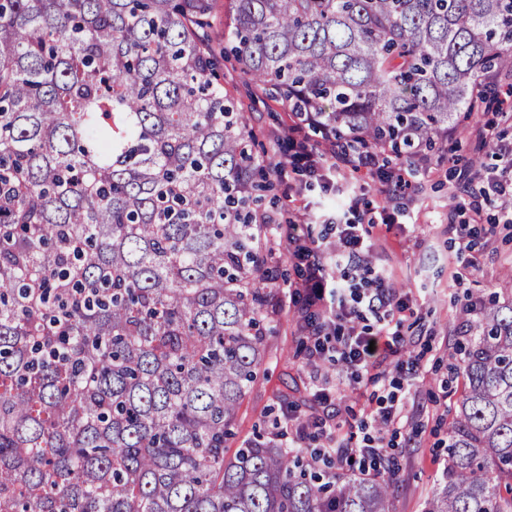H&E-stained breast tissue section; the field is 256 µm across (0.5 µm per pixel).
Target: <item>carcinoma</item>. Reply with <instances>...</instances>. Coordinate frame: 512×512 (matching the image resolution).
Returning a JSON list of instances; mask_svg holds the SVG:
<instances>
[{
    "label": "carcinoma",
    "mask_w": 512,
    "mask_h": 512,
    "mask_svg": "<svg viewBox=\"0 0 512 512\" xmlns=\"http://www.w3.org/2000/svg\"><path fill=\"white\" fill-rule=\"evenodd\" d=\"M0 0V512H392L280 432L228 453L277 317L267 154L218 58L322 141L441 150L512 76V0ZM423 512H512V302Z\"/></svg>",
    "instance_id": "carcinoma-1"
}]
</instances>
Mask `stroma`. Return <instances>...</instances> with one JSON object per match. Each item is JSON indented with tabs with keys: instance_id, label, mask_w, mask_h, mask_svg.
I'll use <instances>...</instances> for the list:
<instances>
[{
	"instance_id": "35a3bbf8",
	"label": "stroma",
	"mask_w": 512,
	"mask_h": 512,
	"mask_svg": "<svg viewBox=\"0 0 512 512\" xmlns=\"http://www.w3.org/2000/svg\"><path fill=\"white\" fill-rule=\"evenodd\" d=\"M224 87L245 106L250 125L259 134L274 161L288 157L283 133L290 117L280 103L266 96L257 82L243 74L233 59L221 62ZM494 128L495 153L485 164L503 167L507 159L499 149L512 144V119L493 112L461 115L448 132L447 153L433 157L431 174L413 178L399 195L382 192L365 172L336 163L334 185L324 186L302 172H288L275 181L261 209L270 216L262 231V256L276 280L273 293L279 316L266 338V357L256 382L238 412L229 449L257 432L262 422L282 419L296 411L306 417L323 406L314 397L326 389L335 406L336 424L362 415L373 407V387L355 388L339 383L329 360L311 362L306 354L310 336L302 331L298 307L289 300L297 272L288 257L282 229L298 225L302 233L319 238L328 227L316 222V210L348 213L362 224L371 243L365 260L382 272L391 291L408 298L410 309L402 327L405 342L399 353L388 356L381 375L392 377L400 361L416 359L420 368L404 401L400 469L396 475L393 512H422V503L446 458L451 411L463 391L462 379L453 375L461 355L459 344L476 335L482 313L470 312L468 300L512 299V223H504L503 203L483 201V221L470 223L468 211H458L450 198L459 188L461 170L471 168L478 145L475 127ZM357 192L365 204L349 212V194ZM399 213L398 223L385 224L382 212Z\"/></svg>"
}]
</instances>
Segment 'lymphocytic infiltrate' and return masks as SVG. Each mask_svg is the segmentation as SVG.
<instances>
[{"label":"lymphocytic infiltrate","instance_id":"f902f5d3","mask_svg":"<svg viewBox=\"0 0 512 512\" xmlns=\"http://www.w3.org/2000/svg\"><path fill=\"white\" fill-rule=\"evenodd\" d=\"M340 159L353 168L363 167L369 174L382 175L386 192L402 191L409 184L404 175L382 174L377 154H355L342 143H332L325 149H302L292 156L291 162L309 175L326 178L335 172ZM461 180L464 187L478 186L481 196L500 198L505 205L504 219L512 222V173L495 168L476 173L466 171ZM335 230L336 240L331 243L312 240L301 234L297 225H289L288 252L300 270L299 286L322 321L314 336L315 353L328 356L350 381L368 385L375 381L372 369L378 356L396 354L403 342L398 327L387 321L390 311L404 313L409 304L407 300L395 299L382 275L356 265V258L371 247L360 226L339 221ZM370 315L375 317L376 326L366 325L365 319ZM399 371L400 379L391 381L372 422L386 427L401 425L403 407L399 394L405 381L416 376L418 367L409 362L400 365ZM369 424L360 422L361 439L347 445L339 439L330 415H317L296 424L291 445L302 448L317 440L321 443L320 455L335 460L341 471L355 467L365 473H383L392 454L384 437L370 430Z\"/></svg>","mask_w":512,"mask_h":512}]
</instances>
